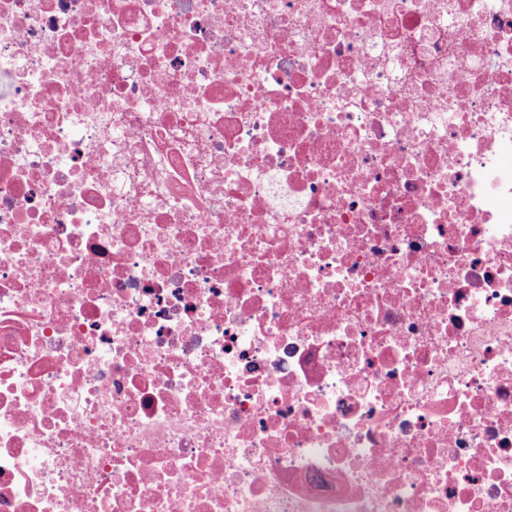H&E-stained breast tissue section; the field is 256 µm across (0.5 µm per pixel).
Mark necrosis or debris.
<instances>
[{
  "instance_id": "1",
  "label": "necrosis or debris",
  "mask_w": 512,
  "mask_h": 512,
  "mask_svg": "<svg viewBox=\"0 0 512 512\" xmlns=\"http://www.w3.org/2000/svg\"><path fill=\"white\" fill-rule=\"evenodd\" d=\"M0 512H512V0H0Z\"/></svg>"
}]
</instances>
